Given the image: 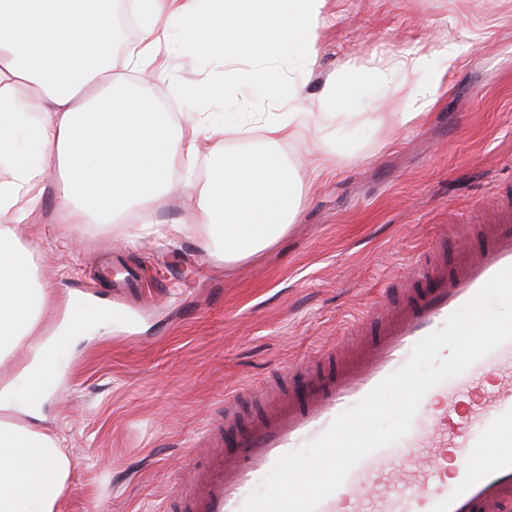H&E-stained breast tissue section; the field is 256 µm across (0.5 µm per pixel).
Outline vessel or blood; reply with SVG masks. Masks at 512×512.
<instances>
[{"label": "vessel or blood", "mask_w": 512, "mask_h": 512, "mask_svg": "<svg viewBox=\"0 0 512 512\" xmlns=\"http://www.w3.org/2000/svg\"><path fill=\"white\" fill-rule=\"evenodd\" d=\"M432 248L412 264L407 299L369 308L347 333L364 338L352 355L325 351L289 366L275 385L256 389L267 416L248 429L232 423L236 399L224 403V433L210 435L205 469L187 455L188 512H241L283 454L320 436L345 409L401 367L413 346L441 328L501 269L512 265V205L484 231L476 249L462 248L454 267ZM493 387H486L488 378ZM456 449L453 470L444 466ZM512 512V341L423 397L409 433L356 465L316 512Z\"/></svg>", "instance_id": "1"}]
</instances>
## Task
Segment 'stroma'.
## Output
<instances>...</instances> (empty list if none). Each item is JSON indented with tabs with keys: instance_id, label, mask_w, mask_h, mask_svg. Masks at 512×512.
Segmentation results:
<instances>
[{
	"instance_id": "obj_1",
	"label": "stroma",
	"mask_w": 512,
	"mask_h": 512,
	"mask_svg": "<svg viewBox=\"0 0 512 512\" xmlns=\"http://www.w3.org/2000/svg\"><path fill=\"white\" fill-rule=\"evenodd\" d=\"M325 15L315 62L293 46L281 69L311 98L333 76L350 86L322 131L347 152L304 185L274 247L228 266L220 244L198 239L124 245L126 223H61L50 188L37 223L17 226L39 279L61 295L46 330L81 298L111 304L105 270L142 276L126 296L140 312L130 328L101 327L56 352L40 412L74 464L62 512H170L183 458L208 423L223 420L226 397L338 345L435 240L445 238L443 259L455 262L450 226L494 223L496 204L512 196V0H328ZM449 39L462 52L447 91L399 124L375 66ZM169 50L176 84L139 78L133 90L171 115L196 111L224 65L191 57L179 37ZM211 173L202 157L192 189L174 176L155 222L176 223L195 207Z\"/></svg>"
}]
</instances>
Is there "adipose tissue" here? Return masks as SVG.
<instances>
[{
	"label": "adipose tissue",
	"mask_w": 512,
	"mask_h": 512,
	"mask_svg": "<svg viewBox=\"0 0 512 512\" xmlns=\"http://www.w3.org/2000/svg\"><path fill=\"white\" fill-rule=\"evenodd\" d=\"M326 0H136L141 22L135 40L119 42L112 0H0V161L12 177L0 181V361L19 346L35 347L44 314L57 293L41 283L29 248L14 227L35 221L53 173L66 224H109L129 219L130 239H221L223 260L234 265L269 249L288 232L302 180L278 155L224 154L225 135L263 132L278 144L322 129L348 97L343 82H326L306 98L280 76L293 42L313 63L325 25ZM185 34L200 58H220L224 75L208 99L223 100L236 86L268 88L277 106L246 107L239 124L212 112H192L182 131L156 105L134 96L112 73L121 49L136 74L172 79L158 48ZM459 55L450 41L418 49L379 68L394 84L392 107L400 122L417 119L445 92ZM427 81H420V74ZM202 155L214 172L196 210L180 222L153 221L151 207L167 192L177 168ZM38 402L18 407L0 389V512H61L73 463L56 433L42 424Z\"/></svg>",
	"instance_id": "1"
}]
</instances>
